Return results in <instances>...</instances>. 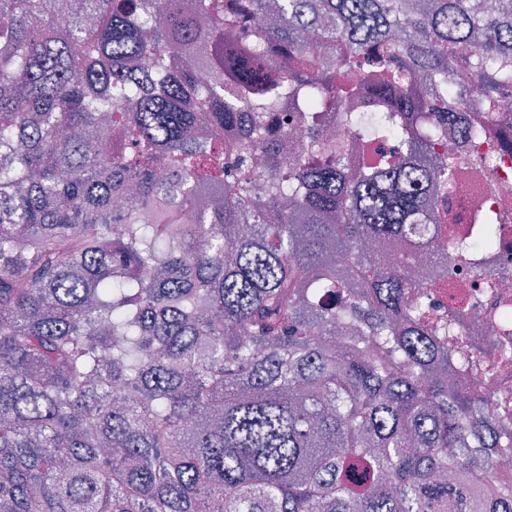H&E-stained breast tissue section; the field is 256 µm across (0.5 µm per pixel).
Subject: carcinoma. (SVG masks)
<instances>
[{
    "mask_svg": "<svg viewBox=\"0 0 512 512\" xmlns=\"http://www.w3.org/2000/svg\"><path fill=\"white\" fill-rule=\"evenodd\" d=\"M510 94L512 0H0V512H512V425L420 322L437 125ZM282 104L362 160L312 122L256 185Z\"/></svg>",
    "mask_w": 512,
    "mask_h": 512,
    "instance_id": "carcinoma-1",
    "label": "carcinoma"
}]
</instances>
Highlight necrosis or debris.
I'll return each mask as SVG.
<instances>
[{"label":"necrosis or debris","instance_id":"obj_1","mask_svg":"<svg viewBox=\"0 0 512 512\" xmlns=\"http://www.w3.org/2000/svg\"><path fill=\"white\" fill-rule=\"evenodd\" d=\"M444 147L449 157L464 155L469 179L438 195L439 212L459 241L451 251L453 279L434 288L427 303L447 318L449 349L471 359L461 385L489 394L512 413V122L500 124L495 145L463 141L447 123ZM496 217L497 244L486 248L487 213Z\"/></svg>","mask_w":512,"mask_h":512}]
</instances>
